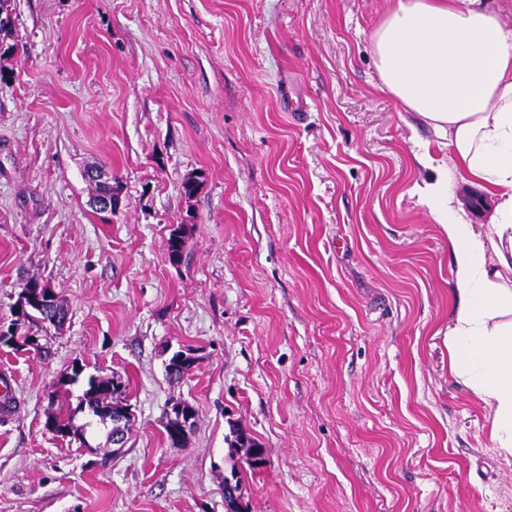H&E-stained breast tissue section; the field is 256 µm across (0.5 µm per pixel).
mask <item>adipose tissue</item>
Returning <instances> with one entry per match:
<instances>
[{
  "label": "adipose tissue",
  "instance_id": "ef3b65f1",
  "mask_svg": "<svg viewBox=\"0 0 512 512\" xmlns=\"http://www.w3.org/2000/svg\"><path fill=\"white\" fill-rule=\"evenodd\" d=\"M371 42L382 89L447 141L444 159L418 144L430 175L408 193L453 251L450 369L492 409V439L512 455V27L479 0H398ZM452 172L493 200L488 223L466 221Z\"/></svg>",
  "mask_w": 512,
  "mask_h": 512
}]
</instances>
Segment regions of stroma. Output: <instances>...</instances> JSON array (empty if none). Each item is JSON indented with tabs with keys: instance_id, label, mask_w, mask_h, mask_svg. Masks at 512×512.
<instances>
[{
	"instance_id": "obj_1",
	"label": "stroma",
	"mask_w": 512,
	"mask_h": 512,
	"mask_svg": "<svg viewBox=\"0 0 512 512\" xmlns=\"http://www.w3.org/2000/svg\"><path fill=\"white\" fill-rule=\"evenodd\" d=\"M397 0H9L0 62V326L29 280L68 307L48 357L0 345V512H512V456L449 367L447 236L370 36ZM117 208L89 206L88 167ZM194 179V195L182 184ZM186 248L170 262L167 239ZM197 360L169 379L180 345ZM130 382L121 454L47 427L73 366ZM196 410L184 446L164 435ZM8 0H0V60L9 56L15 49L14 44H8L6 39L12 34L13 21L7 6ZM186 406V403H177L168 409L169 420L166 426L178 433L177 439L186 436L195 424L194 415ZM230 436L232 437L228 439V436L225 437L227 441H229L228 447L230 449V453L233 452L238 455L239 464L242 468V465L245 464L250 470H254L255 468H259L264 464L263 461V452L262 448H260L259 444L256 442L254 438L251 437L250 434L246 433L244 430L231 426ZM242 470L239 469L236 463H234L230 468V473L232 476L236 477L235 484L236 490L239 494V498H241L242 493ZM238 475V476H237ZM241 485V488H240ZM235 490L234 480L229 477L224 478V505L226 511L232 512L236 505H240V500L238 499L237 492Z\"/></svg>"
}]
</instances>
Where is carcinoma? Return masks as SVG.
<instances>
[{
	"mask_svg": "<svg viewBox=\"0 0 512 512\" xmlns=\"http://www.w3.org/2000/svg\"><path fill=\"white\" fill-rule=\"evenodd\" d=\"M8 0H0V60L13 53L15 45L6 42L12 34L13 21L7 6ZM67 317V308L55 294L40 292V300L30 304L17 313L14 319L15 334L1 340L0 344L14 350L22 349L29 336L35 331L44 328L47 321L57 320V327H62ZM196 358L188 356L180 363L173 361L167 364V372L170 377L180 379L194 366ZM81 375L79 371H73L68 380L60 381L59 386L53 391L58 404V410L54 418L73 435L84 433L83 427L74 424L75 418L80 413H88L98 419L99 422L110 418L112 414V395L114 393L113 378L89 377L88 387L77 401H72V393L69 385L77 382ZM228 447L230 452L238 455L239 464L232 465L230 473L235 477L238 485L237 492H242L240 485L243 483L242 470L239 466L245 464L251 470L264 464L263 452L259 444L250 434L235 426L231 427Z\"/></svg>",
	"mask_w": 512,
	"mask_h": 512,
	"instance_id": "carcinoma-1",
	"label": "carcinoma"
}]
</instances>
